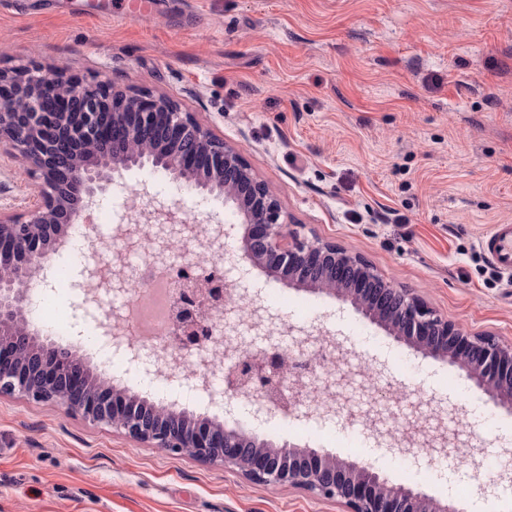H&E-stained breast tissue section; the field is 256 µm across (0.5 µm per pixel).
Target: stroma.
<instances>
[{
	"label": "stroma",
	"instance_id": "35a3bbf8",
	"mask_svg": "<svg viewBox=\"0 0 512 512\" xmlns=\"http://www.w3.org/2000/svg\"><path fill=\"white\" fill-rule=\"evenodd\" d=\"M29 61L170 97L242 151L300 237L359 254L464 331L512 345V273L479 244L512 224V0H0V67ZM121 179L202 227L238 220L222 194L149 168ZM32 193L21 158L0 150V208L23 212ZM239 235L220 242L224 268L276 321L268 336L232 328L238 343L255 351L323 332L353 353L325 423L271 410L252 433L359 461L461 512H512V481L499 477L512 470V412L376 324L365 345L350 304L273 277L241 256ZM414 406L446 408L465 447L417 462L347 417L372 408L395 433ZM476 466L493 489L472 479ZM0 512L347 508L168 456L54 403L0 396Z\"/></svg>",
	"mask_w": 512,
	"mask_h": 512
}]
</instances>
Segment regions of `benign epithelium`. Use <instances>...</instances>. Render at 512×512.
Segmentation results:
<instances>
[{
  "label": "benign epithelium",
  "mask_w": 512,
  "mask_h": 512,
  "mask_svg": "<svg viewBox=\"0 0 512 512\" xmlns=\"http://www.w3.org/2000/svg\"><path fill=\"white\" fill-rule=\"evenodd\" d=\"M135 141L141 143L142 155L133 163L117 155L102 169L88 154L94 143L115 150ZM0 145L22 157L27 175L36 178L38 198L24 213L0 211V270L20 275L17 281L0 279V396L56 402L172 456L191 454L220 462L256 483L306 489L323 500L344 503L349 512H445L431 496L392 484L369 466L299 445L260 441L238 423L205 416H189L192 427L183 430L160 421L162 412L154 403L124 396L115 387L98 389L88 366L69 349L46 341L31 345V288L72 225H85L87 237H92L89 208L115 176L148 162L175 181L223 193L244 224L237 244L245 258L279 273L290 285H311L350 303L396 340L465 370L494 407L510 411L511 346L463 331L420 299L385 282L359 255L333 242L298 238L288 229L277 198L253 175L242 152L165 95L123 94L100 81L77 79L64 67L2 69ZM131 210L127 236L141 241L143 231H149L157 264H171L174 242L201 235L199 225L182 217L175 205L153 200L135 203ZM85 272L93 291L125 296L133 291L128 277L103 275L96 251ZM173 304L168 332L173 352L202 353L219 345L230 359L216 400L242 396L261 410L274 408L296 419L319 415L320 406L312 400L319 388L306 376L298 374L289 381L290 395L282 388L290 360L308 355L313 334L294 339L287 349H239L226 337L228 315H237L258 335L272 316L257 301L237 293L215 266L188 262L177 267ZM133 360L179 367L154 345L134 350ZM445 414L447 410L439 409L412 415L396 438L399 453L428 460L452 456L464 441L445 426Z\"/></svg>",
  "instance_id": "benign-epithelium-1"
}]
</instances>
